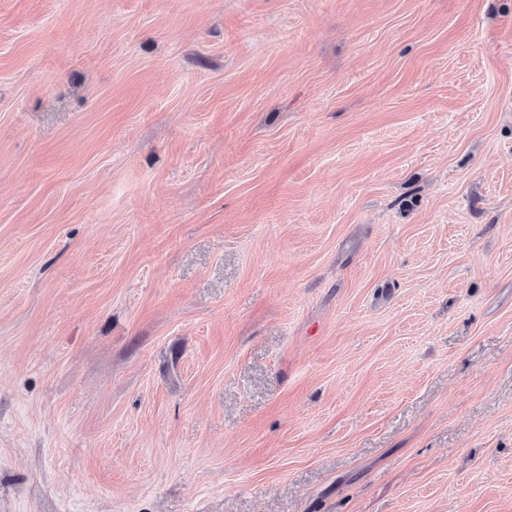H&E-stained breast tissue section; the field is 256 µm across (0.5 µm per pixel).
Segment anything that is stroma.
Returning <instances> with one entry per match:
<instances>
[{
  "label": "stroma",
  "instance_id": "obj_1",
  "mask_svg": "<svg viewBox=\"0 0 512 512\" xmlns=\"http://www.w3.org/2000/svg\"><path fill=\"white\" fill-rule=\"evenodd\" d=\"M0 512H512V0H0Z\"/></svg>",
  "mask_w": 512,
  "mask_h": 512
}]
</instances>
